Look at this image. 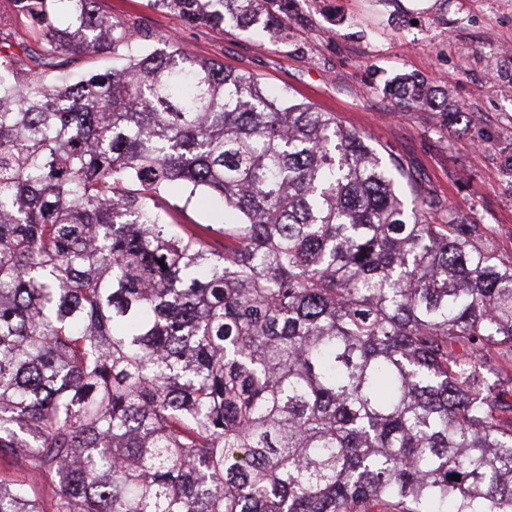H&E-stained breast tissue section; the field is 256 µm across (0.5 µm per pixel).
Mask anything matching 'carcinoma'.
<instances>
[{
    "instance_id": "carcinoma-1",
    "label": "carcinoma",
    "mask_w": 512,
    "mask_h": 512,
    "mask_svg": "<svg viewBox=\"0 0 512 512\" xmlns=\"http://www.w3.org/2000/svg\"><path fill=\"white\" fill-rule=\"evenodd\" d=\"M14 2L40 49L0 54V454L56 474L53 512H512L490 228L251 73L152 51L97 0ZM149 2L273 43L297 17ZM384 93L463 116L412 76ZM185 189L237 215L222 250L164 221ZM0 512L45 510L0 481ZM112 66V56L103 54L93 58L78 56L72 61L69 70L74 75H84Z\"/></svg>"
}]
</instances>
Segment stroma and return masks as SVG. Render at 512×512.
Returning a JSON list of instances; mask_svg holds the SVG:
<instances>
[{"label": "stroma", "mask_w": 512, "mask_h": 512, "mask_svg": "<svg viewBox=\"0 0 512 512\" xmlns=\"http://www.w3.org/2000/svg\"><path fill=\"white\" fill-rule=\"evenodd\" d=\"M125 25L149 31L155 48L177 37L188 54L256 75L268 89L336 113L343 125L400 158L422 185L460 214L488 225L498 251L512 257V57L485 45H512V0H298L286 41L257 31L187 25L148 0H98ZM423 77L465 104L464 119L439 127L430 110L392 108L385 82ZM172 224H216L212 205L185 194L166 197ZM0 479L31 480L50 499L55 473L0 458Z\"/></svg>", "instance_id": "stroma-1"}]
</instances>
